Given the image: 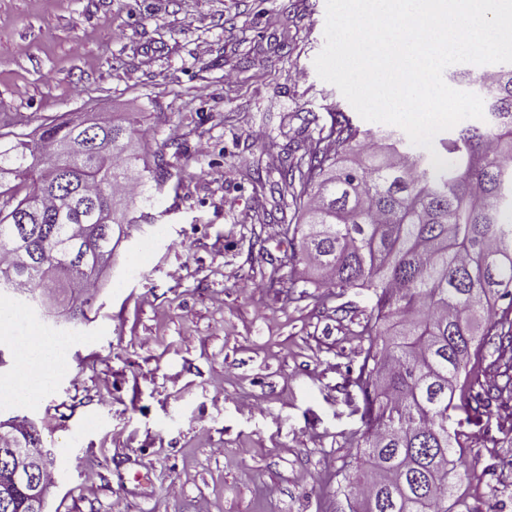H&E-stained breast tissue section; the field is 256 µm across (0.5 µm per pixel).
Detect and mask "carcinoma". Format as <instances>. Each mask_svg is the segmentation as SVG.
I'll list each match as a JSON object with an SVG mask.
<instances>
[{"label": "carcinoma", "instance_id": "1", "mask_svg": "<svg viewBox=\"0 0 512 512\" xmlns=\"http://www.w3.org/2000/svg\"><path fill=\"white\" fill-rule=\"evenodd\" d=\"M461 77L493 89L485 101L489 124L467 125L440 140L448 168L436 171L403 139L387 134L381 143L343 116L320 127L317 139L296 144L279 171L299 212L287 231L301 249L289 260L316 265L327 274L324 288H362L376 296V317L364 329L367 356L354 379L368 427L348 476L370 512H448L464 448L457 432L426 423L393 428L373 417L374 409L391 402L447 412L457 396L478 415L512 399V68ZM135 124L100 133L101 142L112 137V161L98 177L85 171L86 141L58 155L59 145L73 139L67 123L0 150V170L14 172V183L0 185V230L14 228L40 243L25 277L0 282L20 306L34 308L38 294L56 287L41 274L48 262L58 267L57 279L78 289L71 317L85 316L96 283L85 263L90 206L110 203L117 224H133L125 188L170 177L162 154L153 168L140 164ZM37 196L40 223H17ZM505 299L507 311L498 317L495 305ZM488 341L502 383L480 378ZM14 447L41 451L39 430L20 432ZM24 502L21 491L0 489V512H30Z\"/></svg>", "mask_w": 512, "mask_h": 512}]
</instances>
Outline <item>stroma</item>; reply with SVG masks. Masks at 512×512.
I'll list each match as a JSON object with an SVG mask.
<instances>
[{"instance_id":"stroma-1","label":"stroma","mask_w":512,"mask_h":512,"mask_svg":"<svg viewBox=\"0 0 512 512\" xmlns=\"http://www.w3.org/2000/svg\"><path fill=\"white\" fill-rule=\"evenodd\" d=\"M325 19L326 0H0V146L133 117L171 164L129 203L85 319L30 316L68 360L0 419L52 450L48 512H350L376 298L289 265L276 184L307 114L385 129L319 78ZM448 427L459 496L512 512V408Z\"/></svg>"}]
</instances>
